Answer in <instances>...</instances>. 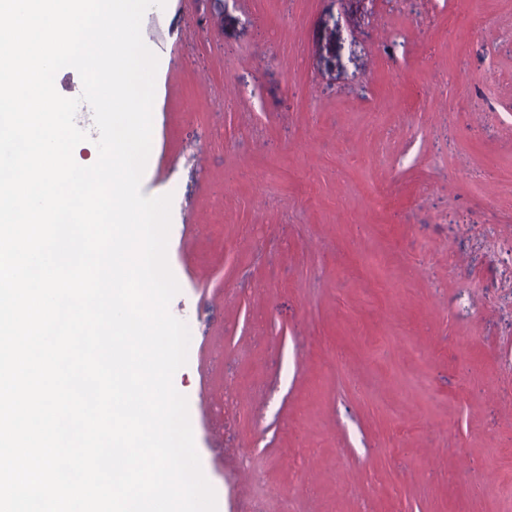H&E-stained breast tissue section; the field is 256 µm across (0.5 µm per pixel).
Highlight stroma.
<instances>
[{"instance_id":"obj_1","label":"stroma","mask_w":512,"mask_h":512,"mask_svg":"<svg viewBox=\"0 0 512 512\" xmlns=\"http://www.w3.org/2000/svg\"><path fill=\"white\" fill-rule=\"evenodd\" d=\"M142 35L222 512H512V0H166Z\"/></svg>"}]
</instances>
